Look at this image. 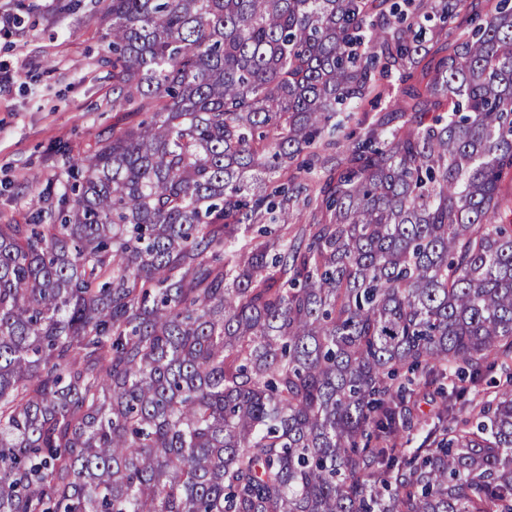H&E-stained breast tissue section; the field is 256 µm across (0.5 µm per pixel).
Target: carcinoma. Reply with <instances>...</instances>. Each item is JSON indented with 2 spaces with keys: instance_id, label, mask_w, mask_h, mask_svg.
Listing matches in <instances>:
<instances>
[{
  "instance_id": "cac0c4a2",
  "label": "carcinoma",
  "mask_w": 512,
  "mask_h": 512,
  "mask_svg": "<svg viewBox=\"0 0 512 512\" xmlns=\"http://www.w3.org/2000/svg\"><path fill=\"white\" fill-rule=\"evenodd\" d=\"M100 23L152 118L0 224V512H512V0ZM387 100V98H384L381 102H377L372 97H368L354 104L350 111L353 112L355 118L349 122L346 120L344 121V128L340 133L341 141L343 140L344 134H347L351 131L359 133L362 126L358 125L357 120L366 119L367 122H370L375 117V115L385 107ZM414 402L415 408L425 414L426 422H422L417 431H413L404 437L402 448H419L426 432L432 428L434 424L438 425V422L441 424L447 417L444 407L439 402L430 401V399L423 393L411 399V407Z\"/></svg>"
}]
</instances>
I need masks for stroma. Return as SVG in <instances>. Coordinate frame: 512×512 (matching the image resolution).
Returning a JSON list of instances; mask_svg holds the SVG:
<instances>
[{"mask_svg": "<svg viewBox=\"0 0 512 512\" xmlns=\"http://www.w3.org/2000/svg\"><path fill=\"white\" fill-rule=\"evenodd\" d=\"M106 0H0L21 18L0 34V222L29 223L36 185L55 183L60 150L82 157L99 136L141 121L112 109V68L96 16Z\"/></svg>", "mask_w": 512, "mask_h": 512, "instance_id": "35a3bbf8", "label": "stroma"}]
</instances>
